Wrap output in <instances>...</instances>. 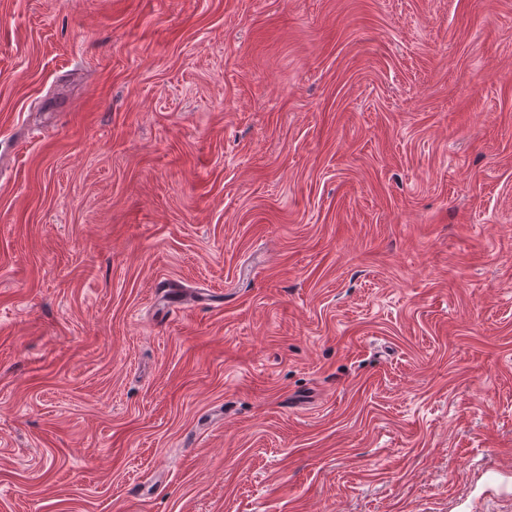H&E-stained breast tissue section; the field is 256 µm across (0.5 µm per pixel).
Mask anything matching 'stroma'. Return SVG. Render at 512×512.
Returning a JSON list of instances; mask_svg holds the SVG:
<instances>
[{"instance_id": "obj_1", "label": "stroma", "mask_w": 512, "mask_h": 512, "mask_svg": "<svg viewBox=\"0 0 512 512\" xmlns=\"http://www.w3.org/2000/svg\"><path fill=\"white\" fill-rule=\"evenodd\" d=\"M0 512H512V0H0Z\"/></svg>"}]
</instances>
